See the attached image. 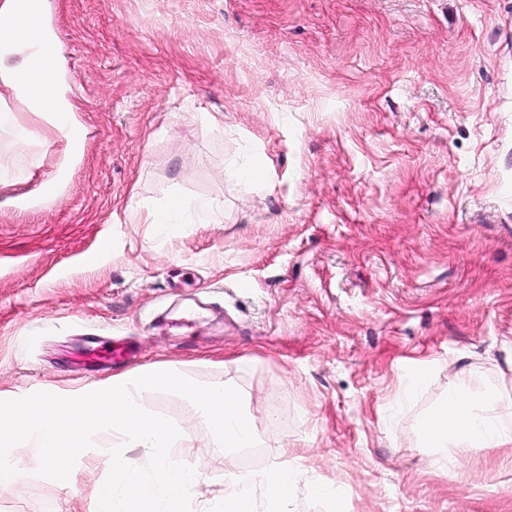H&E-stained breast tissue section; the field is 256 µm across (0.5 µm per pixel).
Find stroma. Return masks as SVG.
Returning <instances> with one entry per match:
<instances>
[{
    "label": "stroma",
    "instance_id": "obj_1",
    "mask_svg": "<svg viewBox=\"0 0 512 512\" xmlns=\"http://www.w3.org/2000/svg\"><path fill=\"white\" fill-rule=\"evenodd\" d=\"M84 130L63 142L11 110L0 130V391L122 373L81 336L136 345L244 390L256 448L211 454L194 407L147 408L189 432L202 496L290 448L292 512H512V447L442 466L418 420L460 370L512 393V0H44ZM267 171L249 192L241 169ZM202 198L220 224L164 235L142 205ZM429 366L393 422L410 371ZM0 512H86L29 472Z\"/></svg>",
    "mask_w": 512,
    "mask_h": 512
}]
</instances>
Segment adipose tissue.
I'll use <instances>...</instances> for the list:
<instances>
[{
	"label": "adipose tissue",
	"mask_w": 512,
	"mask_h": 512,
	"mask_svg": "<svg viewBox=\"0 0 512 512\" xmlns=\"http://www.w3.org/2000/svg\"><path fill=\"white\" fill-rule=\"evenodd\" d=\"M17 0H0V36H9V46L1 49L11 54L21 49L38 50L41 38L35 30L16 27ZM27 62L0 68V98L11 96L19 99L28 111L43 114L53 127H61L70 119L74 106L64 92H56L53 104L43 99L45 77L31 79L27 89H20L15 78L27 70ZM180 214L188 223L205 220L215 222L213 205L203 199L178 198L172 201L169 211L151 210L148 223L156 228H166L170 213ZM505 390L502 386L483 384L478 378L462 374L449 388L445 398L419 419L420 445L433 450L438 462L461 464L467 449L483 447H512V416L497 410Z\"/></svg>",
	"instance_id": "1"
}]
</instances>
